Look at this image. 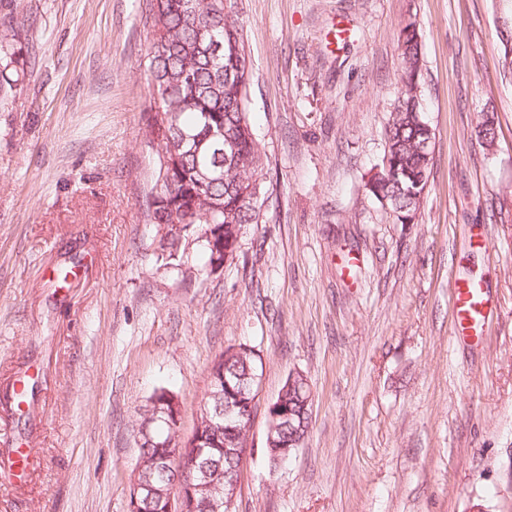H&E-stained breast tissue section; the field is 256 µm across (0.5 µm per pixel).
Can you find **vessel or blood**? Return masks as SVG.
I'll return each instance as SVG.
<instances>
[{
    "label": "vessel or blood",
    "mask_w": 512,
    "mask_h": 512,
    "mask_svg": "<svg viewBox=\"0 0 512 512\" xmlns=\"http://www.w3.org/2000/svg\"><path fill=\"white\" fill-rule=\"evenodd\" d=\"M452 301L455 339L480 344L491 309L483 289L475 282L454 279Z\"/></svg>",
    "instance_id": "b4317fda"
}]
</instances>
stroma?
<instances>
[{"instance_id":"obj_1","label":"stroma","mask_w":512,"mask_h":512,"mask_svg":"<svg viewBox=\"0 0 512 512\" xmlns=\"http://www.w3.org/2000/svg\"><path fill=\"white\" fill-rule=\"evenodd\" d=\"M268 156L261 223L211 278L160 266L143 0H0L23 80L0 92V512H127L141 408L190 435L216 356L261 358L236 512H512V0H234ZM421 35L433 169L396 223L365 184ZM493 112L497 139L476 131ZM493 315L451 337V279ZM315 395L288 461L265 455L288 374Z\"/></svg>"}]
</instances>
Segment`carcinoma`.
Returning <instances> with one entry per match:
<instances>
[{"mask_svg":"<svg viewBox=\"0 0 512 512\" xmlns=\"http://www.w3.org/2000/svg\"><path fill=\"white\" fill-rule=\"evenodd\" d=\"M230 0H146V21L151 23L145 68L151 87L144 118L147 146L155 152V190L143 204L146 223L180 224L183 236L162 239L156 261L173 268L189 264L204 271L214 261L205 240L185 253L187 238L200 233L224 232L242 236L257 224L268 199L260 179L267 163L251 125L250 70L241 66L245 56L243 29L228 20ZM402 87L386 129L385 156L390 167L371 176L369 193L387 200L397 223L420 209L428 186L433 150L422 144L429 138L421 111L418 74L420 44L414 22L400 32ZM236 149V169L224 167V135ZM260 357L244 345L229 358L219 355L209 369L211 383L229 380L235 401L240 388L252 382ZM292 407L291 425L310 427L304 402L283 394ZM158 443L143 444L140 455L145 474L157 475L158 461L174 462L200 455L216 473L233 478L237 466L226 452L247 442L246 434L219 420L206 426L198 445L181 437L176 423L158 424ZM162 447H157V444Z\"/></svg>","mask_w":512,"mask_h":512,"instance_id":"1","label":"carcinoma"}]
</instances>
